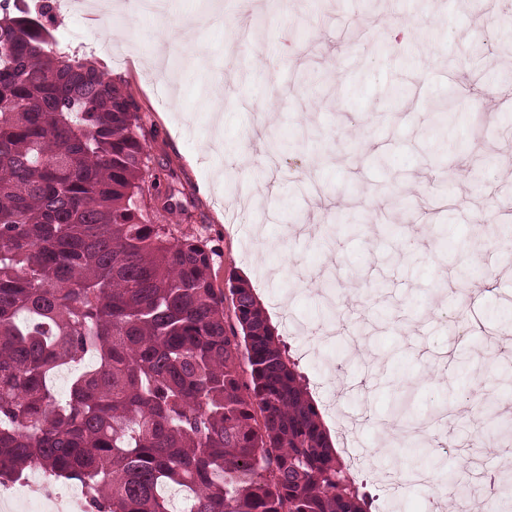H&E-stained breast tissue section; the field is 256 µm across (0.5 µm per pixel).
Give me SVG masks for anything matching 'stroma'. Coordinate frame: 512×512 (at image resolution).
<instances>
[{"label": "stroma", "instance_id": "obj_1", "mask_svg": "<svg viewBox=\"0 0 512 512\" xmlns=\"http://www.w3.org/2000/svg\"><path fill=\"white\" fill-rule=\"evenodd\" d=\"M55 23L71 39L123 46L108 74L147 141L151 219L208 242L216 287L250 275L333 440L358 423L343 459L367 480L375 512H448L431 484L392 492L382 480L380 427L398 384L414 393L416 426L452 403L432 440L471 474L472 500L487 498L484 473L512 470V243L500 232L512 224L502 207L512 171L501 165L512 141L498 134L512 110V0L491 12L470 0H168L148 23L131 7ZM239 33L247 50L226 66ZM389 82L407 89L398 102L383 94ZM471 82L495 106H466L454 133L463 155L436 156L432 114L449 87ZM305 125L321 137L300 148ZM270 134L285 147L266 193L255 157ZM379 207L390 223L378 224ZM408 237L417 245L405 257ZM330 285L371 337L328 312ZM489 401L494 420L474 422Z\"/></svg>", "mask_w": 512, "mask_h": 512}]
</instances>
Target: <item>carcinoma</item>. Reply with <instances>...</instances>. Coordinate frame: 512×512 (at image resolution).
<instances>
[{
    "instance_id": "carcinoma-1",
    "label": "carcinoma",
    "mask_w": 512,
    "mask_h": 512,
    "mask_svg": "<svg viewBox=\"0 0 512 512\" xmlns=\"http://www.w3.org/2000/svg\"><path fill=\"white\" fill-rule=\"evenodd\" d=\"M20 2L0 5V483L37 468L84 512H172L169 487L188 512H370L254 288L231 283L227 323L214 250L145 214L127 94L53 49L55 0ZM392 414L411 425L408 394Z\"/></svg>"
}]
</instances>
